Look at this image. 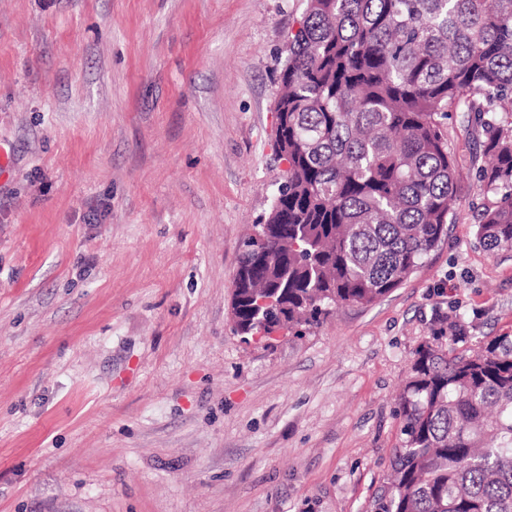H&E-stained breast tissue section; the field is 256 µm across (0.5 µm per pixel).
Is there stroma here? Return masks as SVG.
Listing matches in <instances>:
<instances>
[{
  "instance_id": "35a3bbf8",
  "label": "stroma",
  "mask_w": 512,
  "mask_h": 512,
  "mask_svg": "<svg viewBox=\"0 0 512 512\" xmlns=\"http://www.w3.org/2000/svg\"><path fill=\"white\" fill-rule=\"evenodd\" d=\"M302 0H0V512H372L439 313L512 332L466 115L440 246L275 346L232 331Z\"/></svg>"
}]
</instances>
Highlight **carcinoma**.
<instances>
[{
    "instance_id": "cac0c4a2",
    "label": "carcinoma",
    "mask_w": 512,
    "mask_h": 512,
    "mask_svg": "<svg viewBox=\"0 0 512 512\" xmlns=\"http://www.w3.org/2000/svg\"><path fill=\"white\" fill-rule=\"evenodd\" d=\"M275 101L288 163L241 244L243 342L299 336L400 287L447 234L457 170L446 120L468 113L493 201L477 237L512 248V0H303ZM457 318L414 352L400 442L373 512H512V334L464 348Z\"/></svg>"
}]
</instances>
